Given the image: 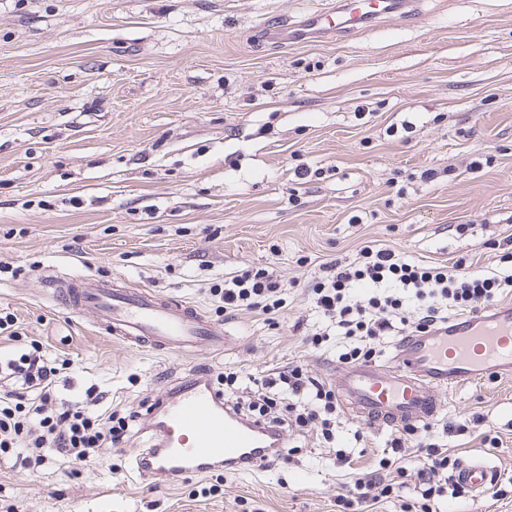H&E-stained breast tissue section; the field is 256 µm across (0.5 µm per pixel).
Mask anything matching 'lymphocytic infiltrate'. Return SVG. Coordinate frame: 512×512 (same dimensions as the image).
Listing matches in <instances>:
<instances>
[{"label":"lymphocytic infiltrate","instance_id":"1","mask_svg":"<svg viewBox=\"0 0 512 512\" xmlns=\"http://www.w3.org/2000/svg\"><path fill=\"white\" fill-rule=\"evenodd\" d=\"M313 280V302L325 327L309 342L317 348L330 337H343L347 346L340 358L350 363L375 357L382 337L429 330L445 322L448 308L471 311L512 288V272L471 271L459 261L422 264L374 245L364 246L355 259L321 263ZM356 286L365 289L363 300H352L350 290ZM209 292L231 313L272 315L285 306L280 282L267 268L240 269ZM58 382V369L42 344L0 353V463L25 470L52 460L86 463L129 437L135 415L94 413L105 398L97 385L70 399L61 394ZM218 394L243 420L264 423L279 434L289 428L302 435L316 429L328 441L341 415L334 387L309 376L301 365L261 375L226 373ZM464 429L461 422L428 426L420 433L391 429L379 467L395 468L400 481L381 475L354 481L336 497L339 512H365L367 504L401 497L406 478L413 476L422 499L420 512H435L450 467L448 436Z\"/></svg>","mask_w":512,"mask_h":512}]
</instances>
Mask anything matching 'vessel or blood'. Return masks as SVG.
<instances>
[{"instance_id": "vessel-or-blood-1", "label": "vessel or blood", "mask_w": 512, "mask_h": 512, "mask_svg": "<svg viewBox=\"0 0 512 512\" xmlns=\"http://www.w3.org/2000/svg\"><path fill=\"white\" fill-rule=\"evenodd\" d=\"M391 15L413 21L414 0H334L299 19L267 25L262 33L283 44L339 40ZM47 282L58 304L92 311L98 329L127 346L170 353L224 350L223 333L188 303L94 278L51 276ZM495 376L512 377V302L462 314L424 334H404L390 360L338 366L334 384L355 417L401 426L435 419L449 391ZM153 429L157 447L137 469L144 479L203 474L219 464L235 467L257 461L270 446L269 430L223 409L216 390L201 380L161 397ZM496 478V470L479 458L453 475L455 485L474 497L484 495Z\"/></svg>"}]
</instances>
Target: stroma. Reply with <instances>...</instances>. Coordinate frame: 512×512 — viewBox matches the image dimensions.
<instances>
[{"instance_id": "obj_1", "label": "stroma", "mask_w": 512, "mask_h": 512, "mask_svg": "<svg viewBox=\"0 0 512 512\" xmlns=\"http://www.w3.org/2000/svg\"><path fill=\"white\" fill-rule=\"evenodd\" d=\"M327 0H0V312L80 394L140 429L87 464H0L11 512H336L376 470L387 429L343 417L333 442L289 433L287 462L159 486L133 461L154 443L144 400L204 368L289 362L331 382L337 352L311 274L383 245L427 264L499 268L512 252V0H420L340 42L278 45L260 30ZM480 169H472L473 161ZM436 176L423 180L425 169ZM275 268L286 305L231 314L209 294ZM93 277L192 302L220 353L155 355L55 306L45 276ZM455 462L482 457L502 497L445 494L437 512H512V378L446 397ZM349 452L337 469L336 450ZM217 485L218 496L202 487Z\"/></svg>"}]
</instances>
